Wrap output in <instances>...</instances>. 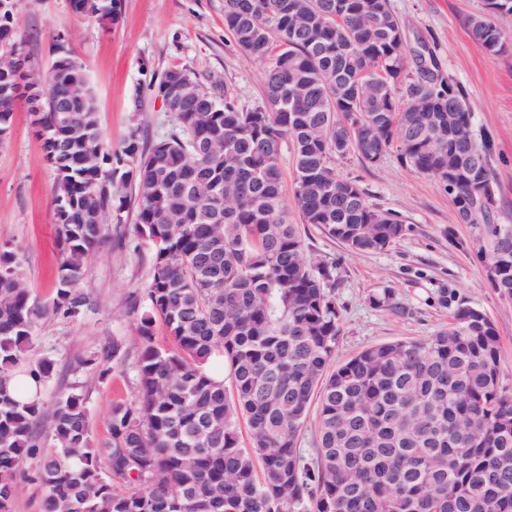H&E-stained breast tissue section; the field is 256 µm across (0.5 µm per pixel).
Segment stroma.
Listing matches in <instances>:
<instances>
[{
    "mask_svg": "<svg viewBox=\"0 0 512 512\" xmlns=\"http://www.w3.org/2000/svg\"><path fill=\"white\" fill-rule=\"evenodd\" d=\"M410 47L426 43L443 72L463 84L475 135H490L494 152L495 208L491 220L512 224V15L493 16L508 42L488 55L474 46L466 30L469 16L482 12L483 0H390ZM18 38L29 53L32 73L46 72L50 45L64 34L83 61L95 93L101 131L120 146L131 129L152 142L169 132L173 113L165 111L154 87L170 68L187 69L205 90H230L236 103L262 102L269 62L240 51L224 28V0H118L109 23L75 13L69 0H20ZM337 172L357 181L369 204L395 214L404 233L384 251L350 253L312 225H302L308 258L336 265V305L340 309L337 362L362 349L398 339H424L447 327L460 303L480 308L493 321L501 345L502 392L512 394V297L491 287L480 259L488 242L475 224L455 220L454 206L439 181L400 163L388 152L377 164L349 154L336 158ZM56 173L26 107L14 114L10 135L0 144V248L18 252L20 277L33 296L50 303L59 261L54 222ZM119 231L90 256L80 285L91 301L77 317L46 314L39 322L31 354L51 357L56 372L43 392L53 409L61 389L82 386L91 427V444L109 437L112 406L132 401L135 386L127 370L140 347L138 314L131 297L143 294L151 276L149 244L136 231L133 208H125ZM390 292L394 308L375 304ZM123 346L109 371L81 366L112 341Z\"/></svg>",
    "mask_w": 512,
    "mask_h": 512,
    "instance_id": "obj_1",
    "label": "stroma"
}]
</instances>
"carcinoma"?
Masks as SVG:
<instances>
[{
	"instance_id": "1",
	"label": "carcinoma",
	"mask_w": 512,
	"mask_h": 512,
	"mask_svg": "<svg viewBox=\"0 0 512 512\" xmlns=\"http://www.w3.org/2000/svg\"><path fill=\"white\" fill-rule=\"evenodd\" d=\"M472 15L480 50L504 51L487 18ZM77 14L112 22L117 0H71ZM224 26L240 50L278 53L264 104L239 107L196 87L176 128L146 144L129 131L119 151L103 139L92 88L66 101L67 79L87 76L78 55L54 64L42 113L53 163L60 246L53 311L88 306L79 284L104 239L106 218L130 201L152 246L151 281L136 326L130 403L112 407L110 438L90 447L86 396H57L39 454L42 401L22 402L9 381L22 370L42 388L55 372L31 357L46 310L0 249V512H12L26 458L39 456V512H512V395L499 388L493 322L461 303L448 328L424 339L371 345L332 366L340 312L335 263L305 256L282 194V148L292 147L299 218L349 250H385L403 233L332 160L400 162L437 179L455 207L483 226L486 264L512 284V224L491 223L493 140H473L466 88L437 62L422 67L389 0H224ZM14 109L0 98V143ZM484 156L476 172L469 149ZM162 325L171 345L155 342ZM121 346L82 360L99 366ZM224 358L227 380L204 370ZM319 435L310 458L298 439L312 401ZM248 441L240 434V422Z\"/></svg>"
}]
</instances>
